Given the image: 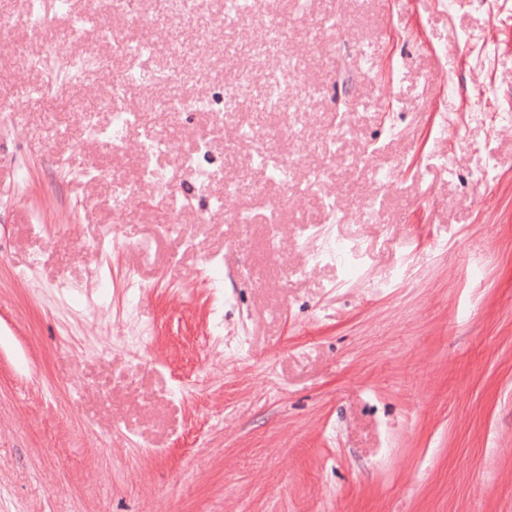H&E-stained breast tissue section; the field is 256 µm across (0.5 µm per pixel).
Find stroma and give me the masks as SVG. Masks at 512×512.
<instances>
[{"instance_id":"35a3bbf8","label":"stroma","mask_w":512,"mask_h":512,"mask_svg":"<svg viewBox=\"0 0 512 512\" xmlns=\"http://www.w3.org/2000/svg\"><path fill=\"white\" fill-rule=\"evenodd\" d=\"M298 2L227 30L224 0L110 18L151 47L126 104L167 140L155 183L139 131L89 134L127 59L0 0V512H512V0ZM283 55L289 109L266 112ZM242 74L228 120L152 107ZM203 140L199 178L180 159ZM258 145L293 158L287 184ZM328 234L361 245L360 279L312 263Z\"/></svg>"}]
</instances>
